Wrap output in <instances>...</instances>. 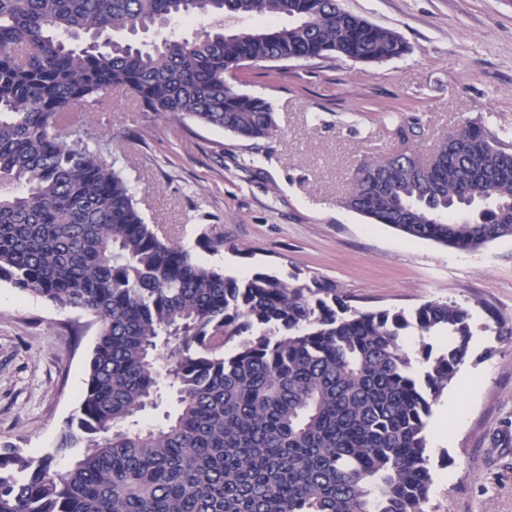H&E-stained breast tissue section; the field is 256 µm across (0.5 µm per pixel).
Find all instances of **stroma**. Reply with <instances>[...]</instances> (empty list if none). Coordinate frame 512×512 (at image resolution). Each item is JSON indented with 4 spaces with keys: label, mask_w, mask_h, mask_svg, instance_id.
<instances>
[{
    "label": "stroma",
    "mask_w": 512,
    "mask_h": 512,
    "mask_svg": "<svg viewBox=\"0 0 512 512\" xmlns=\"http://www.w3.org/2000/svg\"><path fill=\"white\" fill-rule=\"evenodd\" d=\"M397 30L400 59L246 66L238 91L271 102L278 130L243 141L163 120L132 96L101 103L87 128L124 163L149 224L202 263L239 277L324 279L363 310L414 311L447 300L470 314V356L434 405L428 437L434 512H512V237L477 249L408 239L344 208L366 160L400 150L391 116L416 122L428 155L462 120L512 141V0H341ZM224 247L202 249L203 225ZM97 327L89 317L0 280V442L53 448L78 407Z\"/></svg>",
    "instance_id": "35a3bbf8"
}]
</instances>
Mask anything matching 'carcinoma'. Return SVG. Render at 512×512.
<instances>
[{
  "instance_id": "carcinoma-1",
  "label": "carcinoma",
  "mask_w": 512,
  "mask_h": 512,
  "mask_svg": "<svg viewBox=\"0 0 512 512\" xmlns=\"http://www.w3.org/2000/svg\"><path fill=\"white\" fill-rule=\"evenodd\" d=\"M195 19L193 40H132ZM408 52L339 0H0V280L98 327L52 450L0 445V512H429L427 420L469 357L468 311L360 310L327 280L226 275L145 223L86 125L63 121L118 89L266 139L272 104L231 86L244 66ZM342 205L445 246L512 236V144L465 120L425 158L361 164ZM198 245L224 234L208 224ZM410 329L448 343L412 349ZM164 392L175 411L140 424Z\"/></svg>"
}]
</instances>
